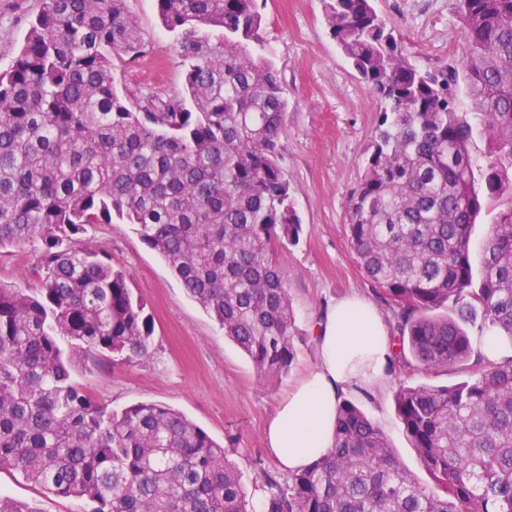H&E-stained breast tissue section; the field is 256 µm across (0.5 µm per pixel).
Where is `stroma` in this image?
<instances>
[{
  "label": "stroma",
  "instance_id": "obj_1",
  "mask_svg": "<svg viewBox=\"0 0 512 512\" xmlns=\"http://www.w3.org/2000/svg\"><path fill=\"white\" fill-rule=\"evenodd\" d=\"M41 0H0V71L18 54ZM261 34L288 99L281 137V165L293 192L302 230L298 243L274 245L272 258L285 274L295 315V361L287 375L261 377L249 358L227 340L219 324L184 291L167 262L121 220L88 228L84 242L105 249L125 271L134 294L153 316L146 356L125 362L104 356L79 367L77 384L96 402L118 411L154 402L182 412L224 444L241 474L250 512H262L263 472L278 465L265 447V425L280 398L316 361L313 326L328 303L357 294L374 299L347 234L348 200L372 150L380 103L345 61L331 38L323 0H258ZM147 41L136 61L118 59V88L180 95L185 68L176 38L160 24L154 0H127ZM395 29L405 53L433 66L455 55L462 43L452 0H375ZM32 247L0 249V283L38 284ZM396 382L348 393L385 432L397 457L413 474L420 461L399 421ZM0 493L36 506L38 512H92V503L64 498L0 470Z\"/></svg>",
  "mask_w": 512,
  "mask_h": 512
}]
</instances>
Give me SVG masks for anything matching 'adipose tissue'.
Wrapping results in <instances>:
<instances>
[{"instance_id": "1", "label": "adipose tissue", "mask_w": 512, "mask_h": 512, "mask_svg": "<svg viewBox=\"0 0 512 512\" xmlns=\"http://www.w3.org/2000/svg\"><path fill=\"white\" fill-rule=\"evenodd\" d=\"M314 342V368L280 401L266 429V445L287 473L308 467L333 447L342 395L383 384L392 368L389 328L363 298L348 297L320 312Z\"/></svg>"}]
</instances>
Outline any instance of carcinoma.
I'll use <instances>...</instances> for the list:
<instances>
[{"mask_svg": "<svg viewBox=\"0 0 512 512\" xmlns=\"http://www.w3.org/2000/svg\"><path fill=\"white\" fill-rule=\"evenodd\" d=\"M154 2L180 44L181 97L117 92L112 60L146 51L126 0H43L0 72V248L36 247L39 276L0 284V469L93 512H248L224 446L185 415L153 402L112 412L72 379L99 353L145 354L153 335L126 274L80 238L114 217L259 375L295 359L271 258L301 231L280 164L288 100L257 0ZM324 2L330 36L383 104L347 229L393 310V368L467 377L394 392L427 481L345 400L324 458L284 482L263 472L264 512H512V357L487 359L466 329L480 319L512 344V0H454L461 48L425 69L374 0ZM489 205L476 267L472 228Z\"/></svg>", "mask_w": 512, "mask_h": 512, "instance_id": "1", "label": "carcinoma"}]
</instances>
